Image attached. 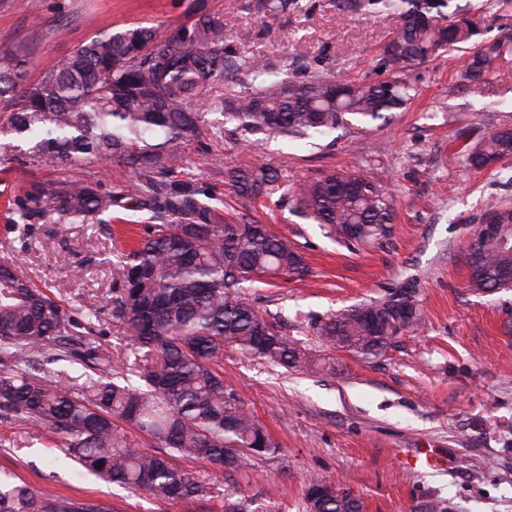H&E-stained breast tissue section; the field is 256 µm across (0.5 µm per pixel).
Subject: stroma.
Listing matches in <instances>:
<instances>
[{
	"label": "stroma",
	"mask_w": 512,
	"mask_h": 512,
	"mask_svg": "<svg viewBox=\"0 0 512 512\" xmlns=\"http://www.w3.org/2000/svg\"><path fill=\"white\" fill-rule=\"evenodd\" d=\"M453 4L449 15L469 28V40L412 67L407 79L415 96L369 125L306 139L252 134L225 123L220 107L250 93V77L230 72L204 94L208 133L187 142L185 171L221 215L270 225L308 267L301 277L254 284L246 296L322 368L274 369L237 349L224 351L226 384L268 430L276 452L230 474L183 461L209 494L159 501L85 473L1 418L0 472L15 474L31 491L105 502L112 512H224L228 498L242 499L250 512H305V493L317 481L350 488L364 512H428L432 503L444 512H512V290L475 294L466 263L487 204H512V160L477 170L461 154L512 125V52L481 82L459 77L473 51L512 34V0ZM200 8L223 21L227 54L286 71L294 81L319 70L360 83L380 80L382 49L400 23L394 15L340 18L335 0H300L274 19L256 13L253 0H0V50L29 46L37 73L105 26L187 28ZM257 164L288 183L332 172L383 178L395 198L390 235L347 248L297 214L290 196L254 199L226 184L225 170ZM123 170L116 160L41 167L16 151L0 158V258H11L66 306L98 310L97 334L117 360L124 325L112 314L120 286L115 262L144 235L150 212L116 207L100 221L68 224L49 211L24 234L14 221L31 182H92L109 193ZM407 282L425 324L382 355L367 359L323 345L315 334L314 323L331 312L384 298ZM421 448L439 449V466H412Z\"/></svg>",
	"instance_id": "1"
}]
</instances>
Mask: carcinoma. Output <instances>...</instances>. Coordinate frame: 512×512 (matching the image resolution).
Listing matches in <instances>:
<instances>
[{
	"instance_id": "obj_1",
	"label": "carcinoma",
	"mask_w": 512,
	"mask_h": 512,
	"mask_svg": "<svg viewBox=\"0 0 512 512\" xmlns=\"http://www.w3.org/2000/svg\"><path fill=\"white\" fill-rule=\"evenodd\" d=\"M298 0H255L277 17ZM449 0H336L338 14H394L385 60L389 77L341 83L324 75L290 81L248 57L224 54V22L199 12L189 28L104 29L72 53L28 75L30 51H0V104L9 110L3 134L29 145L32 160L100 165L116 159L132 173L135 191L112 195L93 183L33 182L20 209L29 220L47 209L82 222L124 200L152 213L156 223L135 248L119 256L122 288L113 299L125 324L126 349L141 357L128 373L113 369L112 349L93 333L95 313L76 316L18 270L0 260V417L56 448L99 478L143 491L160 501L206 493L205 483L176 460L207 461L226 473L276 444L224 382V351L234 347L273 366L310 370L315 359L246 299L260 278L300 275L301 252L266 225L231 222L200 198L190 180L170 179L185 142L206 134L191 109L204 88L235 67L251 72L254 91L222 103L225 118L241 126L290 137L327 133L355 120L369 124L402 107L413 86L407 71L435 52L465 42L459 23L444 27ZM512 49V36L475 51L463 65L471 83L486 77L493 59ZM473 169L512 159V126H501L465 149ZM242 195L281 190L264 165L225 172ZM298 208L346 245L387 237L395 209L378 179L330 173L296 184ZM491 237L467 249L470 287L479 293L512 288V206L494 204ZM423 315L416 291L401 286L383 300L340 309L316 325L326 344L366 358L400 335L417 331ZM128 425L154 438L146 448ZM0 512H111L104 503L79 502L0 477ZM306 512H362V503L333 482L306 492Z\"/></svg>"
}]
</instances>
